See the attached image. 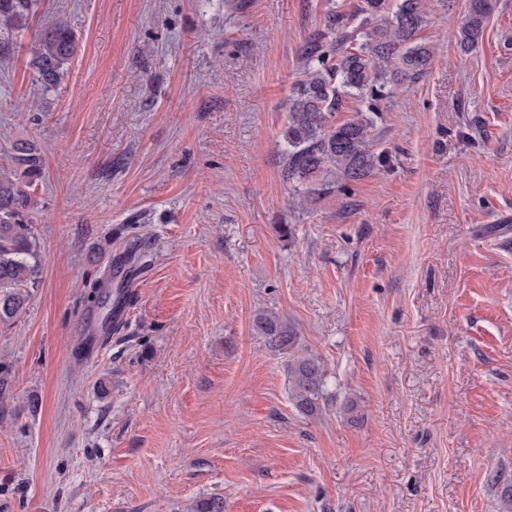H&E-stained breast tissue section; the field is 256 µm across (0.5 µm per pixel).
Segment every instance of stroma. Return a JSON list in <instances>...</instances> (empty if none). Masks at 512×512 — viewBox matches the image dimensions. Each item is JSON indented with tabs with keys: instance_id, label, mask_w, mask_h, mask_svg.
Returning a JSON list of instances; mask_svg holds the SVG:
<instances>
[{
	"instance_id": "35a3bbf8",
	"label": "stroma",
	"mask_w": 512,
	"mask_h": 512,
	"mask_svg": "<svg viewBox=\"0 0 512 512\" xmlns=\"http://www.w3.org/2000/svg\"><path fill=\"white\" fill-rule=\"evenodd\" d=\"M429 73L395 90L387 162L293 205L288 94L330 0H38L0 31V146L40 138V275L0 323V512H500L512 479V0H429ZM67 19L61 83L30 67ZM290 235H282V225ZM132 258L129 316L83 349L89 282ZM275 313L332 406L288 400ZM492 9L491 0H472L469 16L454 32V38L461 52L475 50L482 40L484 23Z\"/></svg>"
}]
</instances>
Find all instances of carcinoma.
<instances>
[{"instance_id": "cac0c4a2", "label": "carcinoma", "mask_w": 512, "mask_h": 512, "mask_svg": "<svg viewBox=\"0 0 512 512\" xmlns=\"http://www.w3.org/2000/svg\"><path fill=\"white\" fill-rule=\"evenodd\" d=\"M428 0H397L388 22L377 23L387 10L386 0H361L349 14L337 4L327 13L324 29L304 49L303 73L293 84L283 131V178L297 203L333 194L347 197L352 186L385 163L374 149L373 116L394 90L421 79L430 69L434 49L420 40L428 23ZM37 0H0V26L24 30ZM492 0H472L469 16L454 32L461 52L476 49ZM75 31L58 19L38 36L30 65L38 80L55 85L78 51ZM359 108L343 121L336 112L345 99ZM45 176L37 137L12 140L0 165V322L19 316L37 282L39 263L30 213L33 193ZM257 334L268 345L288 355V399L301 414H322L329 401L327 368L318 356L300 346L296 328L280 317L260 312L254 320ZM191 512H224V499H200Z\"/></svg>"}]
</instances>
